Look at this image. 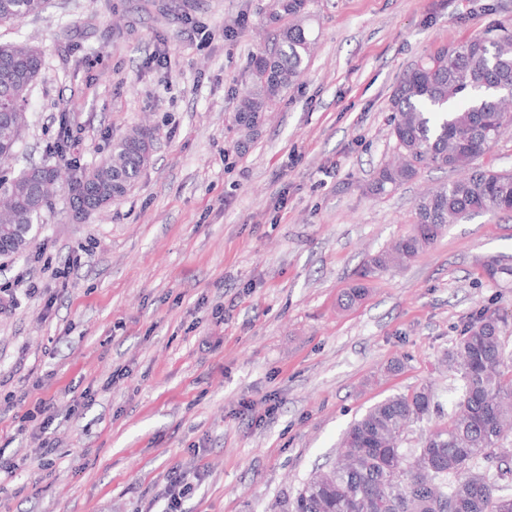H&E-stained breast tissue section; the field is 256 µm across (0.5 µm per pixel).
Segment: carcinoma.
<instances>
[{"instance_id":"carcinoma-1","label":"carcinoma","mask_w":512,"mask_h":512,"mask_svg":"<svg viewBox=\"0 0 512 512\" xmlns=\"http://www.w3.org/2000/svg\"><path fill=\"white\" fill-rule=\"evenodd\" d=\"M45 0H0V24L37 15ZM307 0H272L271 19L288 18L273 34L265 63L254 57L251 86L241 93L234 125L248 141L307 66L311 40ZM39 46L0 42V166L8 167L26 126L23 112L37 81ZM390 136L397 161L381 166L369 189L381 193L414 180L421 169L463 175L419 197L410 233L370 257L344 292L351 307L382 272L411 263L448 225L472 212L512 211V174L474 166L512 126V34L474 37L421 59L391 95ZM153 134L135 128L112 141L105 164L72 171L69 194L97 187L100 208L122 197L150 164ZM52 198L35 182L0 177V254L21 253L39 230ZM490 280L512 279L496 257L482 264ZM507 317L482 310L464 324L445 362L460 396L416 448H405L410 424L429 418L435 391L425 385L368 407L346 429L336 460L279 502L281 512H512V351Z\"/></svg>"}]
</instances>
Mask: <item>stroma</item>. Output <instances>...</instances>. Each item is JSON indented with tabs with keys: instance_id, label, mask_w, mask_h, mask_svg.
Listing matches in <instances>:
<instances>
[{
	"instance_id": "35a3bbf8",
	"label": "stroma",
	"mask_w": 512,
	"mask_h": 512,
	"mask_svg": "<svg viewBox=\"0 0 512 512\" xmlns=\"http://www.w3.org/2000/svg\"><path fill=\"white\" fill-rule=\"evenodd\" d=\"M306 12L307 70L247 142L231 117L273 37L269 0H46L0 24V41L43 48L12 173L88 170L120 134L155 133L126 196L77 223L59 187L25 253L0 256V287L16 293L0 312L12 433L0 449L19 461L0 512H161L166 473L201 463L186 512H267L335 460L370 405L431 383L450 408L444 359L464 322L512 316V282L481 269L512 257L503 213L450 225L357 306L339 304L407 234L420 194L455 177L426 168L367 192L394 153V86L438 49L512 33V0H308ZM87 387L94 404L70 413ZM39 398L45 433L16 420Z\"/></svg>"
}]
</instances>
